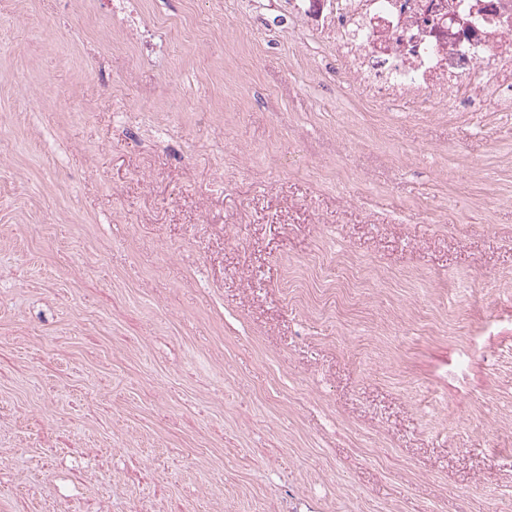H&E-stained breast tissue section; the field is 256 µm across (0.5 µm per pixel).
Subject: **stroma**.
Instances as JSON below:
<instances>
[{
	"label": "stroma",
	"mask_w": 512,
	"mask_h": 512,
	"mask_svg": "<svg viewBox=\"0 0 512 512\" xmlns=\"http://www.w3.org/2000/svg\"><path fill=\"white\" fill-rule=\"evenodd\" d=\"M335 66L288 0H0V512H502L512 111Z\"/></svg>",
	"instance_id": "stroma-1"
}]
</instances>
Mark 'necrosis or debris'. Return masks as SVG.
I'll list each match as a JSON object with an SVG mask.
<instances>
[{
    "label": "necrosis or debris",
    "instance_id": "obj_1",
    "mask_svg": "<svg viewBox=\"0 0 512 512\" xmlns=\"http://www.w3.org/2000/svg\"><path fill=\"white\" fill-rule=\"evenodd\" d=\"M331 23L341 77L390 101L512 107V0H288Z\"/></svg>",
    "mask_w": 512,
    "mask_h": 512
}]
</instances>
